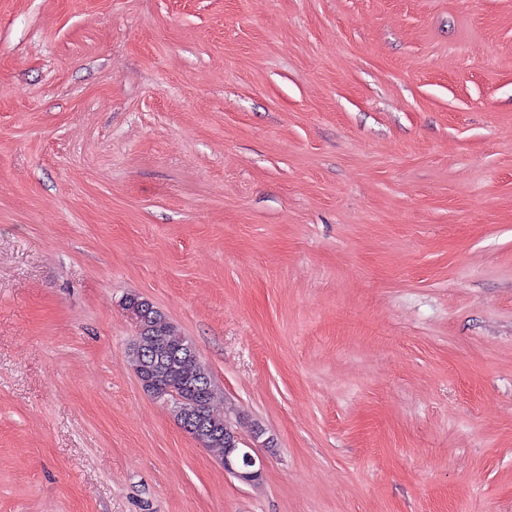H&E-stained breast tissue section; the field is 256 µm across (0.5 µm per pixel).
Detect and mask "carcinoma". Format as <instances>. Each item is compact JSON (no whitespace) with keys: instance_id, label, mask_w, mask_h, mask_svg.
<instances>
[{"instance_id":"cac0c4a2","label":"carcinoma","mask_w":512,"mask_h":512,"mask_svg":"<svg viewBox=\"0 0 512 512\" xmlns=\"http://www.w3.org/2000/svg\"><path fill=\"white\" fill-rule=\"evenodd\" d=\"M137 317L139 333L129 351L133 370L153 379L156 396L176 392L180 402L173 413L178 425L188 421L209 430L210 448L224 454L225 417L211 409L214 387L210 372L199 355L183 350L191 341L153 305L144 304Z\"/></svg>"}]
</instances>
